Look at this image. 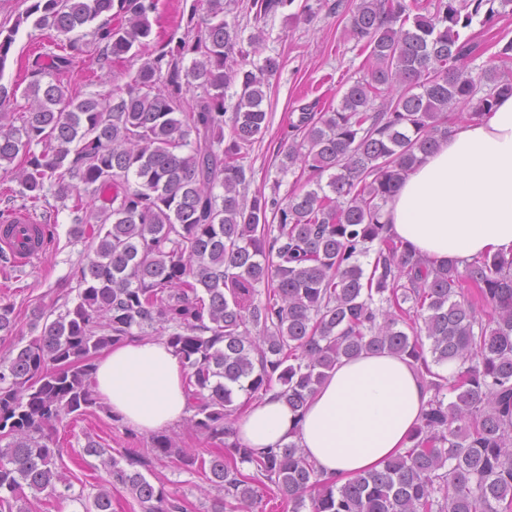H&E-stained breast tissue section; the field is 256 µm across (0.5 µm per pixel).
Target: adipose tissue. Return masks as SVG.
<instances>
[{
  "label": "adipose tissue",
  "instance_id": "1",
  "mask_svg": "<svg viewBox=\"0 0 512 512\" xmlns=\"http://www.w3.org/2000/svg\"><path fill=\"white\" fill-rule=\"evenodd\" d=\"M389 235L428 263L512 256V96L452 127L409 172L383 210ZM95 390L133 430L150 433L188 413L184 368L165 341L114 345L96 362ZM431 398L413 359L386 351L344 359L305 407L278 391L251 401L236 420L248 447L296 443L324 478L344 484L411 447Z\"/></svg>",
  "mask_w": 512,
  "mask_h": 512
}]
</instances>
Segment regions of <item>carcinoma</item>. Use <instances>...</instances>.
<instances>
[{"mask_svg":"<svg viewBox=\"0 0 512 512\" xmlns=\"http://www.w3.org/2000/svg\"><path fill=\"white\" fill-rule=\"evenodd\" d=\"M158 2L33 0L0 27V76L30 18L59 50L54 79L24 89L27 111H0V162L19 160L0 181L20 186L0 192V226L14 225L16 193L48 221L51 191L75 199L72 233L87 250L75 304L39 309V334L24 340L13 306L0 304V337L16 339L0 360V512H26L27 489L65 497L57 425L101 406L92 379L102 350L157 332L185 368L189 421L215 447L190 453L162 432L152 452L224 492L212 512H255L270 495L291 512H512V259L431 266L382 222L419 156L448 135V112L474 119L512 95V40L474 77L466 60L484 47L461 36L512 0L498 10L484 0H352L348 35L370 50L371 67L335 109L290 122L282 166L301 164L306 179L283 200L248 194L245 166L268 129L279 58L245 68L224 0H193L204 26L153 51ZM88 36L116 61L143 63L124 85L80 100L64 80ZM100 197L99 208L83 203ZM374 243L367 272L359 258ZM465 283L491 306L488 318L465 300ZM385 349L420 363L432 398L412 447L382 469L339 486L294 443L258 451L234 435L235 394L278 386L300 410L341 359ZM448 363L457 364L449 377L437 371ZM83 452L104 458L107 483L141 512H184L177 492L135 469L137 449L114 457L89 437ZM84 512H112L108 491Z\"/></svg>","mask_w":512,"mask_h":512,"instance_id":"cac0c4a2","label":"carcinoma"}]
</instances>
